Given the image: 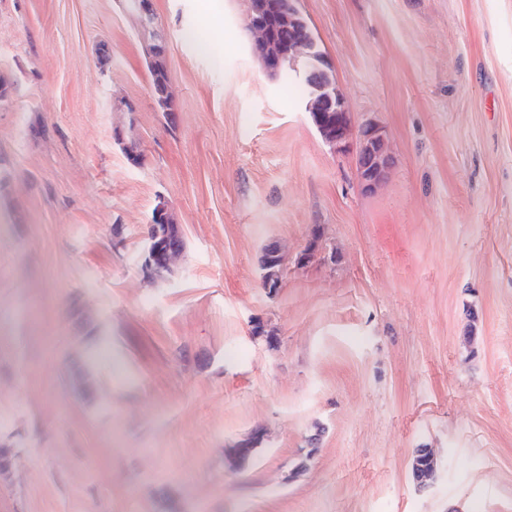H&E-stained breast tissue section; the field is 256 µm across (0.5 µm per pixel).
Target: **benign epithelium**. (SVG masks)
Listing matches in <instances>:
<instances>
[{"instance_id": "1", "label": "benign epithelium", "mask_w": 512, "mask_h": 512, "mask_svg": "<svg viewBox=\"0 0 512 512\" xmlns=\"http://www.w3.org/2000/svg\"><path fill=\"white\" fill-rule=\"evenodd\" d=\"M128 12L136 15L143 22H155L154 0H123ZM267 4L263 0H251V7L245 16V25L253 33L254 39L250 45L252 54L263 58L269 54L276 57L277 64L283 63L291 67L295 75L304 79L316 90L317 107L307 105L305 111L310 113L312 122L318 128L321 137L329 144L342 145L351 132L350 115L345 105L343 95L334 85H320L315 76L322 71L321 57L314 52V47L303 44L294 38H277L267 22ZM168 39L161 32L153 33V40L146 51L150 58H165ZM362 142L363 164L360 166L362 181L374 185L381 180L387 166V156L384 153L385 131L374 124L364 126L360 130ZM151 223L163 225L166 234L148 235L147 244L142 255L141 269L148 275H159L172 271L180 257V250L168 247L159 241V237H170L179 233L174 224L169 207L152 213ZM424 459L422 471L416 484L425 488L430 486L436 475V459L432 449L418 448L415 451L412 465H417L419 459Z\"/></svg>"}]
</instances>
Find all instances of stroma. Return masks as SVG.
I'll return each instance as SVG.
<instances>
[{"label": "stroma", "instance_id": "35a3bbf8", "mask_svg": "<svg viewBox=\"0 0 512 512\" xmlns=\"http://www.w3.org/2000/svg\"><path fill=\"white\" fill-rule=\"evenodd\" d=\"M155 7L168 117L121 0H0V512H512V0H299L372 190L247 0ZM360 138L363 159L360 176L366 186H371L381 180L387 166L385 131L378 125L369 124L360 130ZM163 209L160 211L159 209ZM160 223L163 225L166 234L161 236L160 233L155 235L148 234L147 244L142 255L141 269L147 275H160L162 271L171 272L176 261L180 257V250L176 247H166L165 242L161 243L158 240L161 238H168L170 235L179 233L177 224H174L171 211L168 205H160L159 208L152 213L150 224ZM163 227L160 226L158 231L163 232ZM180 234V233H179ZM419 458L424 459V465H422V471L420 472L419 478L415 481L420 488L430 486L436 475V459L431 448H418L415 451V455L412 461V472L414 474L415 467Z\"/></svg>", "mask_w": 512, "mask_h": 512}]
</instances>
